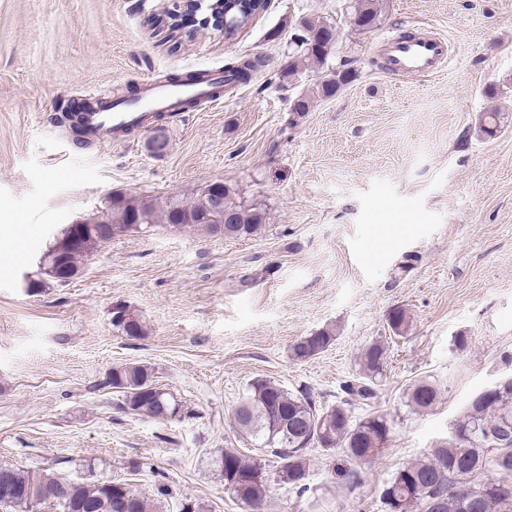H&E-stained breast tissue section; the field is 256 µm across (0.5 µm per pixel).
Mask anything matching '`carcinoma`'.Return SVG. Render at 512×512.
<instances>
[{"label": "carcinoma", "mask_w": 512, "mask_h": 512, "mask_svg": "<svg viewBox=\"0 0 512 512\" xmlns=\"http://www.w3.org/2000/svg\"><path fill=\"white\" fill-rule=\"evenodd\" d=\"M383 0H354L349 23L363 32L378 28L383 22ZM304 29L315 36V45L307 47L279 73L285 81L311 64L327 69L308 93L302 94L297 107L307 112L316 99L332 98L353 78V70L343 64L334 68L328 64L336 46V27L319 19L303 21ZM265 58L248 60L241 66L229 68L230 77L246 81L252 73L264 67ZM501 127V114L486 112L480 131L492 135ZM224 198V212L233 215L234 223L219 225V213L213 209L216 196ZM104 209L110 214L112 233L102 232L96 237L95 247L115 236L138 229L143 225L165 224L171 228H194L213 237L245 238L258 233L266 223L265 211L255 205L237 202L229 186L222 182L202 188L190 200L168 197L162 201L115 194ZM72 228L64 229L48 253L62 260L56 265L39 267L36 288L49 281L66 284L79 272L83 255L71 247ZM393 331L408 329L409 318L404 309L396 307L388 315ZM334 333L321 330L300 338L291 347V356L306 361L324 352L333 342ZM386 347L374 342L366 346L360 356V372L341 386L343 397L334 404H319L308 391L290 392L280 384L265 378H256L249 384L234 413L236 429L251 439L259 453L249 455L228 448L221 455L224 464V486L242 505L245 512H261L268 492L266 461L278 460L277 476L293 486L298 495L308 490L306 480L310 470L309 451L344 449L347 456L359 463L368 460L387 442L390 426L382 415H369L352 420L351 405H368L377 396L382 380ZM108 385L121 390L125 409L138 416L163 419L164 410L180 412V405L168 392L162 398L146 392L154 385L150 367L126 363L112 368ZM438 396L437 387L419 380L407 390L408 402L417 411L430 408ZM512 376L498 382L493 392L475 396L463 415L454 424L451 438L439 443L422 459L408 462L398 468L387 480L381 492L385 512H512ZM19 494L9 504L14 512H38L49 503L57 512H75L77 501L96 502L97 512H115L109 507L108 481L65 482L49 470H28L4 467ZM487 470L500 475L496 480L483 481L479 476ZM66 491H60L62 483ZM43 488L45 499L37 501L26 491L32 486Z\"/></svg>", "instance_id": "obj_1"}]
</instances>
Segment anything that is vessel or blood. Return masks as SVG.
Returning a JSON list of instances; mask_svg holds the SVG:
<instances>
[{
	"instance_id": "obj_1",
	"label": "vessel or blood",
	"mask_w": 512,
	"mask_h": 512,
	"mask_svg": "<svg viewBox=\"0 0 512 512\" xmlns=\"http://www.w3.org/2000/svg\"><path fill=\"white\" fill-rule=\"evenodd\" d=\"M448 61V41L429 29L410 35H395L384 42V70L390 75L428 77L437 74ZM87 97L96 99V107L81 113L80 122L87 139L117 141L147 127L153 118L178 112L187 99L212 101L207 82L171 84L159 87L145 84L132 101L105 104V92L90 89Z\"/></svg>"
}]
</instances>
